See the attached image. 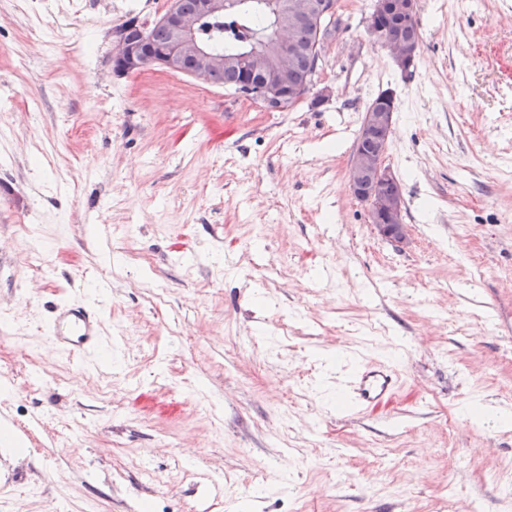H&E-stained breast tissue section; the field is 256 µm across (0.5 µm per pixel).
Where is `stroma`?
<instances>
[{"label": "stroma", "mask_w": 512, "mask_h": 512, "mask_svg": "<svg viewBox=\"0 0 512 512\" xmlns=\"http://www.w3.org/2000/svg\"><path fill=\"white\" fill-rule=\"evenodd\" d=\"M170 4L0 0V512H512V0H420L409 79L338 0L287 112L113 73ZM386 89L399 248L348 187ZM76 302L110 356L54 348ZM399 373L391 363L364 362L345 381L352 407L357 412L374 410L387 403L398 389Z\"/></svg>", "instance_id": "stroma-1"}]
</instances>
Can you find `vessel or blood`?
<instances>
[{
  "label": "vessel or blood",
  "mask_w": 512,
  "mask_h": 512,
  "mask_svg": "<svg viewBox=\"0 0 512 512\" xmlns=\"http://www.w3.org/2000/svg\"><path fill=\"white\" fill-rule=\"evenodd\" d=\"M47 329L57 348L69 355L94 353L102 346L100 315L86 304L67 303L56 307ZM398 384L399 373L393 364L365 362L356 368L344 387L354 410L363 412L387 403Z\"/></svg>",
  "instance_id": "b4317fda"
}]
</instances>
